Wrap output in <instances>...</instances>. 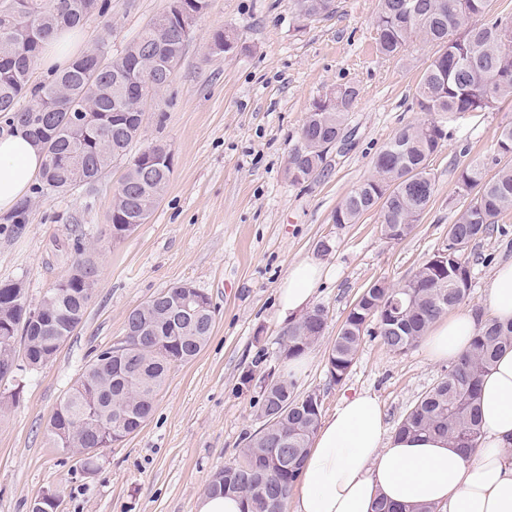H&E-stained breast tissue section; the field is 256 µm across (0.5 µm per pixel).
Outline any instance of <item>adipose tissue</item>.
<instances>
[{
  "instance_id": "1",
  "label": "adipose tissue",
  "mask_w": 512,
  "mask_h": 512,
  "mask_svg": "<svg viewBox=\"0 0 512 512\" xmlns=\"http://www.w3.org/2000/svg\"><path fill=\"white\" fill-rule=\"evenodd\" d=\"M41 149L24 132L0 134V214L12 212L39 178ZM329 268L304 259L278 288V315L289 322L312 304ZM489 317L512 321V261L494 270L483 302ZM481 318L463 311L435 323L423 344L430 360L456 363L470 348ZM482 442L464 455L440 436L388 433L378 399L344 398L320 425L302 469L292 512H373L378 500L434 504L443 512H512V351L482 381Z\"/></svg>"
}]
</instances>
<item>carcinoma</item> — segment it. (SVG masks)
<instances>
[{
  "label": "carcinoma",
  "instance_id": "cac0c4a2",
  "mask_svg": "<svg viewBox=\"0 0 512 512\" xmlns=\"http://www.w3.org/2000/svg\"><path fill=\"white\" fill-rule=\"evenodd\" d=\"M404 2L380 0L374 19L377 48L385 56H396L419 38L436 44L438 50L416 87L421 111L448 119L486 111L490 106L483 90L491 79L496 81L493 102L512 99V34L506 31V20L491 13L490 0H414L417 13L410 19L402 13ZM104 9L103 0H32V6L19 12L11 26L0 24V117L38 141L46 157L40 181L52 191L93 184L115 162L125 163L126 174L112 206V230L116 231L123 224L146 223L169 181L172 163L162 155L165 145L151 143L134 155L129 146L141 127V83L165 68L173 74L192 34L184 33L178 22L163 13L105 66L81 54L68 68L32 84V67L47 37L58 28L78 27ZM30 93L33 102L21 105ZM354 102L338 96L334 105L313 104L301 128L306 144L292 158L299 173L294 182L323 170L324 145L345 137V116ZM77 110L98 117L94 133L87 135L72 127L70 117ZM442 139V126L436 121L397 130L375 155L373 175L356 185L336 208L334 223L355 224L377 208L381 225L390 226L391 234L385 239L395 242L409 236L433 196L428 167ZM459 180L473 198L454 221L448 263L437 268L426 260L405 281L408 296L393 294L383 280L362 291L328 356L334 380L341 381L352 366L370 325L380 326L379 337L389 351L404 353L435 320L468 297L471 265L466 251L471 243L494 232L502 213L512 211V166L504 165L490 175L485 165L472 164ZM437 283L443 286L441 294L434 288ZM94 285L83 279H61L40 303V325L21 326L13 336L4 335L0 326V356L21 359L23 371L50 362L82 323ZM185 296L186 289L175 283L129 314L122 351L99 352L50 416L46 437L53 447H64L53 431L58 423L68 424V442L82 449L101 443L97 424L114 411L131 420L129 431L143 426L170 367L196 357L213 330L212 305L190 321L176 319ZM394 296L402 301V313L391 316L386 303ZM26 303L23 288L0 285L1 321L18 323ZM326 323L323 307L307 311L288 328L283 359L317 344ZM508 349H512V323L486 321L470 350L419 398L397 433L435 434L467 452L478 448L481 379ZM257 405L263 428L251 437L238 460L213 474L207 492L238 493L247 502V512H285L317 431L321 404L314 391L296 393V380L282 369L260 388Z\"/></svg>",
  "mask_w": 512,
  "mask_h": 512
}]
</instances>
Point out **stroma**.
<instances>
[{
    "mask_svg": "<svg viewBox=\"0 0 512 512\" xmlns=\"http://www.w3.org/2000/svg\"><path fill=\"white\" fill-rule=\"evenodd\" d=\"M168 5L112 0L106 16L85 20L82 45L92 46L107 27V53L118 56ZM335 5L333 16L301 22L293 0H210L169 85L148 99L131 146L136 153L163 142L173 167L150 218L130 236H112L113 195L125 172L119 164L92 187H33L24 223L0 216V283H21L30 306L76 263L75 236L88 243L98 268L84 322L56 357L24 373L22 387L0 384V512H31L49 490L59 496L56 512H196L211 475L263 426L260 388L244 376L256 361H278L285 326L277 289L304 258L321 257L334 273L315 299L327 312L324 334L296 376L297 393L319 394L322 416L367 392L392 432L446 375L447 365L431 362L423 345L393 353L373 334L342 381L331 378L327 359L365 288L379 279L403 283L446 247L449 224L471 200L460 173L498 158L512 102L444 122L446 137L429 163L434 194L406 239H383L375 210L354 224L334 223L336 207L372 175V160L389 138L427 121L415 88L436 51L419 40L403 55L384 56L373 27L379 0ZM224 29L236 34L237 48L211 53L213 33ZM344 84L359 91L345 121L348 144L329 152L319 176L291 181L288 163L302 146L313 103ZM325 239L332 250L322 254L317 244ZM468 253L463 307L471 311L481 307L495 267L512 260V211ZM174 283L210 296L212 334L193 360L171 367L143 427L100 449L95 472H86L81 454L48 442L46 424L89 361L122 338L128 314Z\"/></svg>",
    "mask_w": 512,
    "mask_h": 512,
    "instance_id": "stroma-1",
    "label": "stroma"
}]
</instances>
